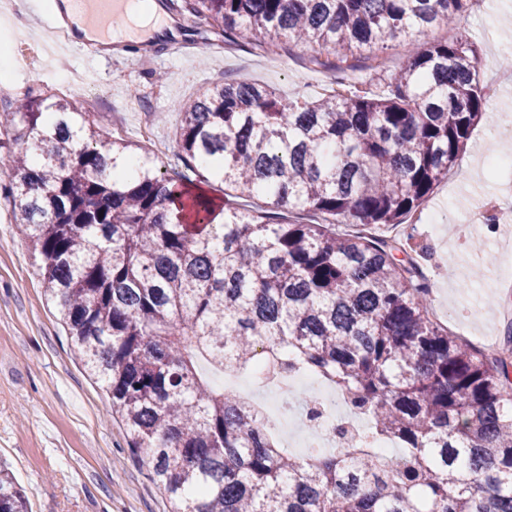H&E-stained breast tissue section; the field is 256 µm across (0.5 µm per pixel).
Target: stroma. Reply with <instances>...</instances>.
<instances>
[{"instance_id": "stroma-1", "label": "stroma", "mask_w": 512, "mask_h": 512, "mask_svg": "<svg viewBox=\"0 0 512 512\" xmlns=\"http://www.w3.org/2000/svg\"><path fill=\"white\" fill-rule=\"evenodd\" d=\"M0 62L14 74L16 92L46 95L56 80L90 73L94 83L72 94L102 131L173 153L181 116L177 102L227 80L272 87L282 96H317L330 85L323 69L308 68L301 48L265 55L245 35L225 42L218 30L191 32L208 39L209 52L149 54L136 62L70 50L51 56L36 14L22 0H0ZM512 0H470L456 27H437L434 40L466 35L477 48L481 84L493 119H482L470 145L424 210L435 224L419 235L427 247L432 310L449 332L474 344L498 341L512 317L499 308L512 301V245L505 231L468 220L472 209L501 192L512 177L483 159L512 139V86L498 85L512 57ZM164 74L154 82V74ZM39 260L0 198V461L11 470L29 512H170L162 489L132 457L123 424L105 391L87 376L71 340L47 302Z\"/></svg>"}]
</instances>
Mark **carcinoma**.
Listing matches in <instances>:
<instances>
[{"instance_id":"carcinoma-1","label":"carcinoma","mask_w":512,"mask_h":512,"mask_svg":"<svg viewBox=\"0 0 512 512\" xmlns=\"http://www.w3.org/2000/svg\"><path fill=\"white\" fill-rule=\"evenodd\" d=\"M467 0H181L179 10L272 51L301 44L337 88L284 99L250 82L178 104L170 176L139 147L80 121L65 97L4 100L0 195L40 256L42 286L76 358L112 400L128 452L171 512H512V326L495 354L431 320V288L406 223L488 111L464 35L429 40ZM403 37L417 45L378 93L344 76ZM224 184V218L197 195L199 158ZM262 199L255 207L251 200ZM298 209L306 222H287ZM402 225V238L377 232ZM274 367L322 377L398 445L292 457L256 407L200 370ZM0 512H29L0 465Z\"/></svg>"}]
</instances>
